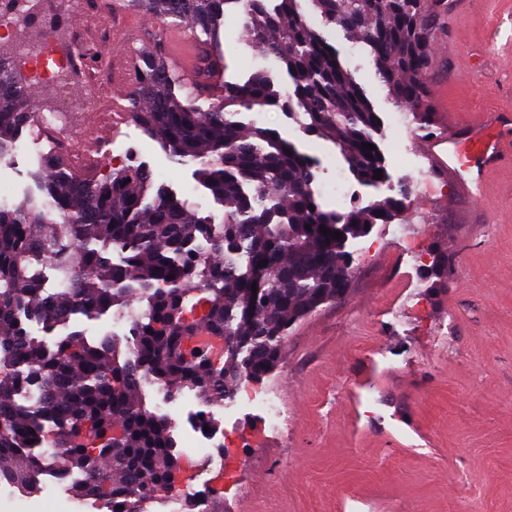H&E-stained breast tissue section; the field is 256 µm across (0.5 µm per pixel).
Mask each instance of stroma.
Listing matches in <instances>:
<instances>
[{"mask_svg": "<svg viewBox=\"0 0 512 512\" xmlns=\"http://www.w3.org/2000/svg\"><path fill=\"white\" fill-rule=\"evenodd\" d=\"M97 0L95 12L39 0L33 21L16 22L11 37L50 38L57 53L83 46L81 72H59L35 88L33 109L58 107V89L69 91L74 125L100 141L99 154L63 158L70 172L96 179L113 169L112 150L144 167L153 184L193 202L215 223L224 209L200 183L194 165L174 164L155 137L129 113L112 109V84L102 78L127 49L153 51L156 19L127 13ZM230 6L220 30L224 78L244 83L265 70L281 87L290 81L271 59L253 57L248 33ZM305 14L334 45L345 67L377 112L376 140L388 181L378 193L413 187L415 170L428 161L417 137H403L393 122L397 106L368 52L313 7ZM111 37L100 41V27ZM432 44L446 55L433 62L427 85L440 84L459 124L475 113H512V72L487 59L512 57V0H458L437 14ZM243 124L277 131L316 157L314 179L334 178L347 164L336 144L303 133L275 106L242 113ZM406 159L397 160L395 140ZM42 163L32 151L0 168V184L15 195L34 190ZM399 219L374 225V250L354 265L342 300L321 306L290 331L278 369L258 381L276 389L288 410V432L261 433L257 415L229 413L223 427L239 442L240 462L224 472L217 494L223 512H512V160L491 172L484 202L450 178ZM357 199L376 191L353 184ZM430 231L425 254L406 246L417 232V213ZM448 254V273L432 276L437 252Z\"/></svg>", "mask_w": 512, "mask_h": 512, "instance_id": "stroma-1", "label": "stroma"}]
</instances>
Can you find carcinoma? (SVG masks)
Here are the masks:
<instances>
[{
  "label": "carcinoma",
  "mask_w": 512,
  "mask_h": 512,
  "mask_svg": "<svg viewBox=\"0 0 512 512\" xmlns=\"http://www.w3.org/2000/svg\"><path fill=\"white\" fill-rule=\"evenodd\" d=\"M31 2L0 0V16L19 19ZM310 2L325 22L367 47L395 103L414 114L417 129L429 130L435 0ZM113 3L204 35L195 81L185 84L157 55L140 72L129 112L174 162L198 165L200 181L224 206V223L152 191L150 174L134 164L87 180L48 161L32 175L37 192L0 206V484L34 493L43 471H87L95 479L71 486L76 497L110 499L112 512H142L180 471L169 426L143 397L144 380L164 386L170 398L188 390L210 405L232 398L241 379L270 375L290 329L347 288L348 242L366 236L368 225L395 219L408 189L345 212L326 210L311 190L308 155L272 129L235 121L243 111L277 106L306 134L331 139L359 183L386 182L380 149L365 148L376 144L379 117L338 51L310 26L301 0ZM229 4L241 8L250 47L274 57L292 88L284 94L258 72L242 85L224 82V100L199 112L193 98L220 83L225 69L214 44ZM30 107L28 81L0 52V163L31 122ZM202 243L213 262L197 261ZM33 256L53 263L70 287H47ZM194 292L203 313L192 319ZM109 310L135 311L132 329L96 345L72 333L48 348L26 326L34 320L52 330L73 311ZM202 329L232 337L235 348L210 360L194 344ZM22 389L26 404L17 399ZM31 440L43 443L40 453L30 451Z\"/></svg>",
  "instance_id": "1"
}]
</instances>
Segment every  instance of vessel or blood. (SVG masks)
I'll return each instance as SVG.
<instances>
[{"label":"vessel or blood","mask_w":512,"mask_h":512,"mask_svg":"<svg viewBox=\"0 0 512 512\" xmlns=\"http://www.w3.org/2000/svg\"><path fill=\"white\" fill-rule=\"evenodd\" d=\"M165 48L169 65L185 74H194L201 53L198 41L188 28L168 29ZM139 72L138 55H128L113 71L114 87L127 90L136 84ZM509 147L512 148V114L498 113L489 122L482 118L473 120L462 134L458 133L456 122H449L445 131L425 140L421 150L439 173L454 174L470 194L480 196L490 172Z\"/></svg>","instance_id":"obj_1"}]
</instances>
